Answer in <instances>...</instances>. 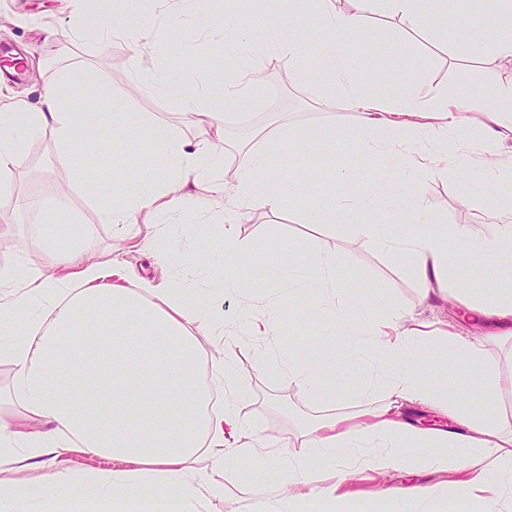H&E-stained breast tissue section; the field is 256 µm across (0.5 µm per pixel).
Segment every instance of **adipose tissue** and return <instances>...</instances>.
<instances>
[{
  "mask_svg": "<svg viewBox=\"0 0 512 512\" xmlns=\"http://www.w3.org/2000/svg\"><path fill=\"white\" fill-rule=\"evenodd\" d=\"M296 2L288 17L265 25L259 37L243 22L236 0H225L219 25L203 21L186 48L195 50L199 41L215 37L236 61L239 77L253 74L262 57L275 55L304 82L309 74L301 22L313 15L329 32L317 45L329 78L326 94L341 96L361 115L357 128L342 127V134L370 155L388 154L401 175L395 186L398 205L382 221L361 225V235L402 252L427 285L444 283L453 251L479 262L511 253L512 163L499 167L508 191L496 197L502 226L494 237L475 235L465 226L443 230L432 223L424 200L406 196L405 188L423 174L447 172L449 158H465L469 146L455 135L465 112L479 116L484 161L496 160L504 139L512 138V86L467 93L450 84L428 87L401 79L396 91L384 92L365 89L357 80L365 61L360 49L370 35L367 12L398 18L407 31L433 37L437 31L428 23L430 15H447L462 0H357L352 9L339 0ZM490 3L487 19L458 34L451 52L469 61L490 47L499 64L512 66V0ZM94 33L103 47H126L137 59L154 50L152 32L143 25L104 22ZM137 78L141 86L170 93L198 115L206 135L186 141L151 113L128 111L118 101L108 112L73 111V100L90 91L75 69L65 68L37 103L0 98V196L11 192L27 144L44 131H52L55 160L73 168L78 184L84 179L80 160L103 158L116 133L136 131L160 149L163 160L138 178L113 182L95 203L98 223L158 224L228 194L232 205L224 214V249L211 264L240 260L250 248L235 235L234 225L254 207L276 211L305 190L303 174L284 177L274 171V151L288 142L312 149V138L285 124L269 126L243 153L232 186H224L214 173L224 166V117L233 98L185 93L181 80L148 67L139 68ZM83 236V226L73 224L65 239L44 238L60 265L75 268L71 279L24 263L0 268V285L9 287L0 296V358L13 365L9 396L26 412L22 422L0 415V469L43 472L35 489L26 482H0V497L24 505L38 502L42 512H186L192 503L225 494L223 483L192 476L191 462L204 455L217 470L241 457L259 468L276 465L282 486L312 485L308 501L319 508L335 507L345 497L313 468L318 459L378 471L401 466L452 471L459 475L453 512H466L475 499L481 500L482 512H498L503 489L512 487V431H503L489 411L424 385L430 338L422 326L403 324L386 298L373 301L376 316L363 325L357 348L367 368L362 392L381 395V404L365 413L321 417L299 451L285 460L270 459L262 454V439L246 440L232 406L214 407L211 389L200 378L202 345L190 326L215 320L211 296L189 279L171 288L108 282L96 263L84 259ZM335 272V255L321 251L314 267L293 261L268 265L264 278L274 287L318 297V326L333 336L347 332ZM417 403L445 414L452 428L406 421L404 408ZM78 452L112 457L116 465L80 482L58 466L61 457Z\"/></svg>",
  "mask_w": 512,
  "mask_h": 512,
  "instance_id": "obj_1",
  "label": "adipose tissue"
}]
</instances>
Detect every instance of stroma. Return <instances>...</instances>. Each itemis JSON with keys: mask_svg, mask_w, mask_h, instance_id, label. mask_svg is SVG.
Listing matches in <instances>:
<instances>
[{"mask_svg": "<svg viewBox=\"0 0 512 512\" xmlns=\"http://www.w3.org/2000/svg\"><path fill=\"white\" fill-rule=\"evenodd\" d=\"M487 13L486 0H467L464 16H449L443 21L444 40L431 43L426 36L404 32L396 20L372 16L369 19L374 38L364 52L375 62V70L365 73L364 81L377 86L390 76H405L431 85L455 84L461 88L482 89L488 92L512 84V69L488 61L458 63L450 53V43L459 28L482 21ZM129 23H148L158 34L157 59L196 88L201 79L210 75L229 77L232 65L220 44L213 43L194 54H187L184 39L191 29L192 12H185L181 24H171L166 14L151 10L129 16ZM58 29L57 38H46L45 26ZM75 21L64 0H0V95L37 101L45 84L52 82L63 68L84 70L89 85L102 87L104 93L96 101L85 102L84 111L105 112L111 97L125 99L134 112L153 113L158 121L168 124L182 137L192 140L197 135L191 116L179 111L176 103L162 94H146L133 78V62L129 51L113 49L101 52L88 39L70 35ZM319 33L307 37L305 54L310 78L296 82L287 61L268 57L260 77L234 88L239 107L233 108L225 126L224 168L219 177L232 184L237 175L241 153L253 146L259 132L277 121L291 128L317 135L334 125H353L360 115L342 99H322L321 83L317 78L316 45ZM407 42V52H399V42ZM480 152L471 149L468 163L458 167L449 163L448 172L434 177H422L408 187L409 194L424 197L433 223L454 227L468 226L472 232L492 236L497 232V217L482 202L467 200L463 184L471 180L484 181L479 163ZM276 169L286 173L296 169L315 172L311 189L300 202L288 204L273 212L256 208L235 225L238 237L256 250L259 261L240 260L234 273L248 281L243 295H228L216 303L218 316L224 319L223 333H215L212 325L196 324L192 331L202 342L204 361L201 377L213 392L216 404H223L226 386L215 376L211 358L218 355L225 343H232L236 352L235 369L240 378L241 394L235 411L251 432L267 439V448L276 451L287 444H300L307 437L310 423L320 416L361 411L372 407V399L359 397L360 377L337 387L335 397H318L289 380L288 376L271 368L257 367V351L261 345L288 354L300 362L320 365L326 372H348L352 339L348 336L327 338L315 335L312 324L305 320L306 311L316 309L314 296L306 294L282 302L273 316L275 336L260 342L246 336L244 329L250 316L265 311L262 297L266 285L260 274L262 261L276 256L286 261V254L277 253L281 243L293 245L296 261L314 265L316 251L322 250L337 257L336 278L341 292L356 321H364L371 309L367 302L384 294L390 297L398 311L407 312L426 322H442L450 331L485 338L481 367L495 384L493 400L474 395L477 409H491L504 429L512 428V346L493 342V335L512 332V318L497 319L486 327H475L469 320L467 304L487 298L497 279L512 271V256L503 255L496 261L473 267L480 270L482 290L463 287L456 273H449L447 290L424 296L423 285L405 259L363 238L358 227L378 221V214L351 213L326 224L306 223L303 209L321 204L331 197L353 196L365 188L361 182L337 180L340 169H372L375 161L351 140L337 136L316 151L282 147L274 156ZM72 172L54 161V136L44 132L31 140L18 164V176L11 194L0 196V224L16 225V233L0 241V267L28 263L62 278L67 268L56 264L39 239L30 230L31 222L39 219L40 210L49 204L57 190L71 188ZM71 210L85 226L83 239L89 261L123 267L125 285L149 281L159 288L172 286L184 267L157 262L162 252L188 254L195 247L201 231H209L214 250L224 242V212L214 205L209 212H186L162 224L134 225L129 235H120L117 226L100 224L92 207L98 190L88 185L71 189ZM346 489L351 492L362 512H377L376 492L383 487L433 486L439 496L434 512H446L455 492L456 474L417 471L411 468L393 469L383 473L349 470ZM264 495L261 500L239 494L215 500L200 512H287L290 493L281 486L277 470L259 471Z\"/></svg>", "mask_w": 512, "mask_h": 512, "instance_id": "35a3bbf8", "label": "stroma"}]
</instances>
